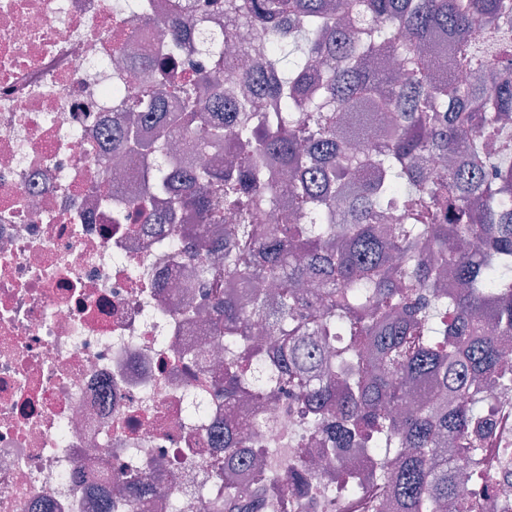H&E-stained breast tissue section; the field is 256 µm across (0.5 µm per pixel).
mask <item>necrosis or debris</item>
<instances>
[{"label":"necrosis or debris","instance_id":"4bbe7bcc","mask_svg":"<svg viewBox=\"0 0 512 512\" xmlns=\"http://www.w3.org/2000/svg\"><path fill=\"white\" fill-rule=\"evenodd\" d=\"M164 48L157 11L118 22L112 0H0V512H224L223 426L268 462L238 470L268 512H350L335 471L307 468L317 435L287 391L224 408V340L184 306L190 260L125 220L148 175L105 141L129 84L113 43ZM497 427L486 484L512 500V401L484 392ZM295 473L294 490L276 479Z\"/></svg>","mask_w":512,"mask_h":512}]
</instances>
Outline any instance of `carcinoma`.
<instances>
[{
  "instance_id": "obj_1",
  "label": "carcinoma",
  "mask_w": 512,
  "mask_h": 512,
  "mask_svg": "<svg viewBox=\"0 0 512 512\" xmlns=\"http://www.w3.org/2000/svg\"><path fill=\"white\" fill-rule=\"evenodd\" d=\"M224 7V44L183 52L188 30ZM165 58L131 76L126 130L143 122L162 145L204 130L202 150L234 146L227 168L155 162L168 210L224 267L201 263L216 335L276 341L273 386L288 390L321 435L323 454L389 442L392 472L337 459L359 512H471L462 471L493 443L484 386L512 397V0H169ZM243 29L266 52L238 65ZM447 53L431 66L423 47ZM180 110L162 112L161 99ZM439 156L453 166L433 171ZM291 216L270 224L269 207ZM397 209L393 229L380 220ZM266 281L269 302L231 289ZM248 365L224 361V406L264 392ZM252 446L224 432V484Z\"/></svg>"
}]
</instances>
